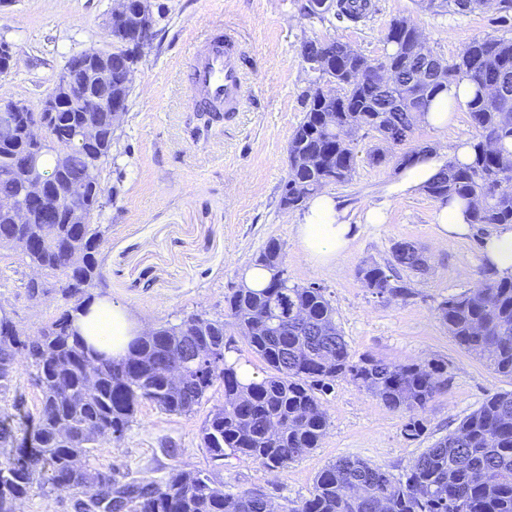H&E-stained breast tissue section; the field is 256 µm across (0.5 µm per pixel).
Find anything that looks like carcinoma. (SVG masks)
Instances as JSON below:
<instances>
[{"label":"carcinoma","instance_id":"obj_1","mask_svg":"<svg viewBox=\"0 0 512 512\" xmlns=\"http://www.w3.org/2000/svg\"><path fill=\"white\" fill-rule=\"evenodd\" d=\"M456 14L481 9V0H443ZM371 0H336L334 17L360 22ZM421 32L406 17L391 21L383 41L386 74L377 84L357 74L358 59L349 58L343 43L333 39L322 74L336 77V96L321 97L310 89L306 111L288 147V174L281 206L301 208L314 193L352 180L357 166L356 135L376 133L382 146L370 154L376 163L389 150L409 141L419 124L417 105L428 107L443 87L467 79L476 93L469 108L475 157L469 164L448 163L439 178L425 186L442 205L467 202L470 223L478 232L512 224V40L475 38L451 61L435 58L442 73L413 86L423 62L408 45ZM132 37L113 39L112 93L129 97L121 70L131 60ZM36 116L20 112L12 126L0 125V197L19 190L26 129ZM43 118L49 134L70 141L69 166L57 172L54 192L65 195L72 181H86L82 205L89 218L104 207L101 183L91 180L99 157L112 148L104 112H88L80 100L63 104ZM88 118L103 128L100 149L80 145L77 132ZM104 235L100 224H69L67 211L55 223L14 224L0 212V238L14 236L28 243L20 252L26 263L47 275L66 271L74 247L83 253L73 278L59 280L62 295L74 297L98 279L96 250ZM392 262L366 263L357 276L371 293L387 302L409 295L393 274L396 267L419 273L427 268L422 250L400 240L391 248ZM283 252L270 240L255 262L270 273L260 290L233 288L224 296V317L198 314L179 324L161 326L153 336L136 340L121 360L96 364L84 340L66 331L67 319L55 320L37 336L0 331V391L15 377V359L22 354L34 370L42 392L34 417L17 421L0 415V512H17L20 501L47 497L56 487L74 482L76 512H85L81 498L91 499L90 512H275L261 491H224V483L208 469L172 467L159 481H120L110 472L84 462L98 438L121 441L141 403L149 401L171 414H191L208 391L224 387V404L212 409L200 432L209 458L229 455L249 459L272 472L283 470L304 451L316 448L325 435L328 414L322 396L342 380L376 397L388 410L406 418L403 434L419 437L418 416L448 390V363L393 361L355 356L336 324L335 310L316 284L289 285L280 275ZM440 321L458 346L483 360L495 373L512 377V278L485 281L435 307ZM232 328L266 364L260 376L238 375L230 361ZM212 353L197 366L186 360L184 346ZM178 367L183 378L168 377ZM69 430L59 437V429ZM294 512H512V392H494L437 440L402 477L362 459L341 458L316 476L308 499Z\"/></svg>","mask_w":512,"mask_h":512}]
</instances>
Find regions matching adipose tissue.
<instances>
[{
	"instance_id": "adipose-tissue-1",
	"label": "adipose tissue",
	"mask_w": 512,
	"mask_h": 512,
	"mask_svg": "<svg viewBox=\"0 0 512 512\" xmlns=\"http://www.w3.org/2000/svg\"><path fill=\"white\" fill-rule=\"evenodd\" d=\"M475 87L463 80L449 85L433 101L425 114V124L437 130L446 129L456 111L467 110ZM470 141L455 143L447 150H428L416 155L414 163L403 170L392 191L400 196L416 194L432 181L448 162L467 163L472 159ZM354 228L345 218L336 198L319 193L308 201L296 226L297 238L304 253L317 265H326L340 258L347 250ZM485 268L495 277L512 276V225L499 226L482 245ZM74 322L85 343L106 352L113 359L128 354L131 343L141 332V325L129 310L118 303L99 299L81 309Z\"/></svg>"
}]
</instances>
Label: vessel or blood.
<instances>
[{
	"label": "vessel or blood",
	"instance_id": "b4317fda",
	"mask_svg": "<svg viewBox=\"0 0 512 512\" xmlns=\"http://www.w3.org/2000/svg\"><path fill=\"white\" fill-rule=\"evenodd\" d=\"M243 66L244 58L233 40L224 39L218 30L209 33L191 54L194 100L227 113L235 111L242 94Z\"/></svg>",
	"mask_w": 512,
	"mask_h": 512
}]
</instances>
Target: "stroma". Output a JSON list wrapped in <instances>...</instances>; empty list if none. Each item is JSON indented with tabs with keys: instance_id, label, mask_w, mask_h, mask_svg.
I'll use <instances>...</instances> for the list:
<instances>
[{
	"instance_id": "1",
	"label": "stroma",
	"mask_w": 512,
	"mask_h": 512,
	"mask_svg": "<svg viewBox=\"0 0 512 512\" xmlns=\"http://www.w3.org/2000/svg\"><path fill=\"white\" fill-rule=\"evenodd\" d=\"M306 0H152L160 11L137 65L128 110L102 165V186L112 191L95 223L104 229L98 255L103 282L91 297L125 305L151 329L193 314H224V295L241 283L242 267L272 239L283 246L290 284H317L336 310V321L355 355L448 364V390L424 414L425 433L405 438L403 419L348 381L324 397L329 426L317 448L272 472L248 459L215 466L201 448L199 429L224 401L214 386L188 416L143 402L120 442H101L87 459L117 477L161 479L172 467L212 470L227 491L260 489L276 512H295L309 497L317 473L341 458H360L403 470L426 448L477 409L487 394L512 391V378L494 373L464 352L437 318L442 297L475 287L486 268L476 233L440 237L437 204L426 193L388 194L400 168L394 158L374 164V133H360L352 180L329 186L347 211L355 236L327 266L308 260L296 236L299 211L280 204L288 172V144L305 114L304 94L319 80L302 57L306 41L334 37L368 58L383 53V37L398 16L413 20L427 47L455 58L472 39L512 38V24H495L494 10L466 15L422 10L416 0H372L358 24L308 17ZM113 0H0V42L12 45L15 65L0 74V95L38 106L67 59L88 49H111L106 20ZM235 32L245 47L246 95L239 112L206 126L188 101L191 46L212 27ZM385 203L387 221L368 224V205ZM421 247L429 268L405 273L411 294L388 303L372 295L356 271L386 263L395 241ZM31 268L18 252H0V311L33 336L73 311L76 299L56 288L30 297ZM33 370L19 362L12 385L0 393V411L37 414L41 391Z\"/></svg>"
}]
</instances>
